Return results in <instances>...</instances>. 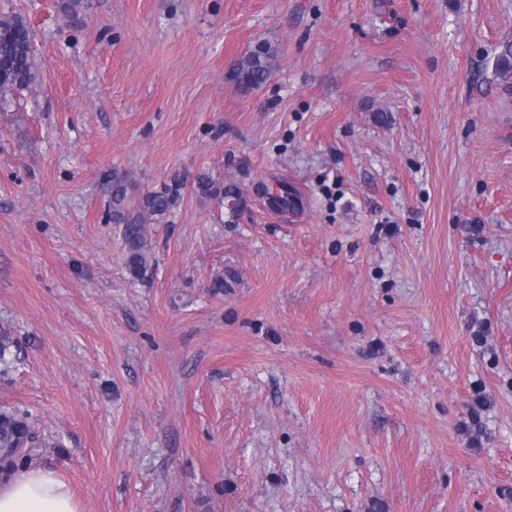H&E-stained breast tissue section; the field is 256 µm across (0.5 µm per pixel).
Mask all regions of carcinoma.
Masks as SVG:
<instances>
[{"label":"carcinoma","instance_id":"obj_1","mask_svg":"<svg viewBox=\"0 0 512 512\" xmlns=\"http://www.w3.org/2000/svg\"><path fill=\"white\" fill-rule=\"evenodd\" d=\"M494 66L503 78H512V43L500 46ZM274 67V55L265 46L242 57L235 64L239 83L247 89L266 82ZM35 78L32 39L28 27L19 19H0V105L14 89L27 87ZM184 183L175 178L162 190L146 195L134 206L127 198L125 186L117 181L112 185V220L125 225L124 238L128 245L127 264L132 278L141 280L148 270L144 240L145 215L162 216L176 202ZM196 190L204 196L215 197L235 209L243 203L241 188L234 184L218 185L207 174L196 180ZM275 207L288 209L301 204L298 192L281 185L280 192L270 195ZM35 432L27 412L13 407H0V473L12 472L26 466L35 454Z\"/></svg>","mask_w":512,"mask_h":512}]
</instances>
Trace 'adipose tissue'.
<instances>
[{"label":"adipose tissue","instance_id":"obj_1","mask_svg":"<svg viewBox=\"0 0 512 512\" xmlns=\"http://www.w3.org/2000/svg\"><path fill=\"white\" fill-rule=\"evenodd\" d=\"M0 512H78L67 484L49 470L17 474L0 485Z\"/></svg>","mask_w":512,"mask_h":512}]
</instances>
